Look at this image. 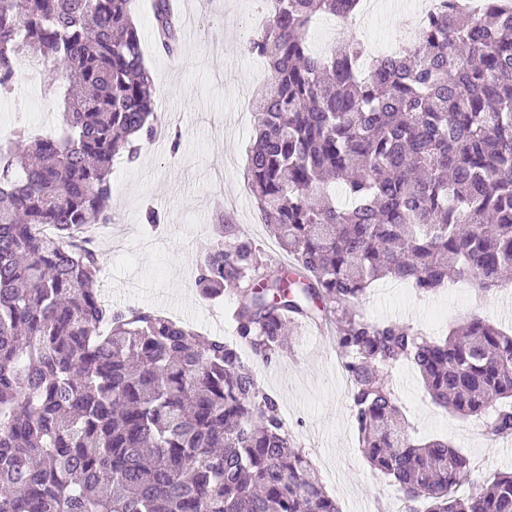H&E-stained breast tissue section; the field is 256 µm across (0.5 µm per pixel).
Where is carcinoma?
<instances>
[{
	"mask_svg": "<svg viewBox=\"0 0 512 512\" xmlns=\"http://www.w3.org/2000/svg\"><path fill=\"white\" fill-rule=\"evenodd\" d=\"M264 2L246 50L273 76L252 103L246 176L293 262L271 269L220 211L199 294L237 295V339L266 363L288 351L291 324L336 315L359 445L408 512H512V473L461 491L468 459L419 443L390 383L408 362L433 404L512 437V334L473 315L432 339L356 311L383 278L426 294L512 282V7L452 0L407 49L366 59L354 39L326 53L309 42L316 17L349 19L359 0ZM135 12L136 0H0V96L27 52L62 119L0 146V512H342L236 346L100 298L99 253L78 234L110 223L113 162L137 160L157 128ZM152 15L176 55L170 0Z\"/></svg>",
	"mask_w": 512,
	"mask_h": 512,
	"instance_id": "carcinoma-1",
	"label": "carcinoma"
}]
</instances>
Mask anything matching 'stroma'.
Wrapping results in <instances>:
<instances>
[{
    "instance_id": "stroma-1",
    "label": "stroma",
    "mask_w": 512,
    "mask_h": 512,
    "mask_svg": "<svg viewBox=\"0 0 512 512\" xmlns=\"http://www.w3.org/2000/svg\"><path fill=\"white\" fill-rule=\"evenodd\" d=\"M180 49L168 56L155 43L148 7L137 14L144 63L155 83L154 113L162 127L179 131L178 147L159 138L145 146L136 163L119 158L112 175L111 222L99 240V285L116 309L139 308L174 314L209 336L236 338L231 319L206 323L210 306L195 289V266L211 238L213 214L224 208L235 224L262 248L267 260L282 250L261 223L244 180L253 141L252 97L271 79L263 59L248 54L246 41L261 28L262 0H184ZM16 91L0 99V139L25 126L54 133L59 114L41 92L43 73L26 59L16 63ZM162 221H144L147 206ZM371 321H393L431 337L479 314L512 327V291H478L457 280L434 295L388 279L374 283L358 306ZM258 382L277 397L294 442L307 455L342 512H399L402 495L371 468L358 444L350 392L333 336L310 326L290 335L287 354L253 363ZM397 403L419 439L437 438L462 449L475 479L512 472V438L485 439L475 418L463 419L432 404L412 364L392 372Z\"/></svg>"
}]
</instances>
